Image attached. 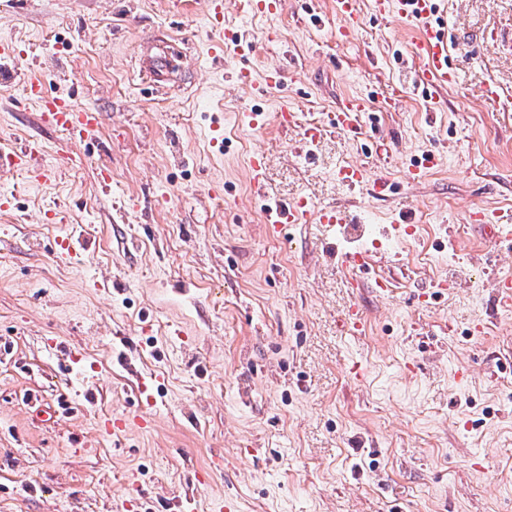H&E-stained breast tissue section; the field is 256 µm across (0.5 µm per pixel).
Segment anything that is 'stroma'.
Instances as JSON below:
<instances>
[{
    "mask_svg": "<svg viewBox=\"0 0 512 512\" xmlns=\"http://www.w3.org/2000/svg\"><path fill=\"white\" fill-rule=\"evenodd\" d=\"M369 3L358 0L366 16L344 44L335 0H286L276 16L224 0L226 25L253 50L215 59L208 0H0V40L15 50L0 154L35 140L41 165L60 169L46 180L0 169L11 196L0 212V512H167L189 487L197 512H223L229 494L240 512H512V312L490 288L512 276V238L465 220L512 208V0H438L456 82L436 114L415 85L418 21L377 17ZM271 27L279 42H267ZM158 34L185 54L166 85L139 66ZM280 64L292 82L263 90ZM242 65L253 85L232 82ZM37 79L99 112L97 129L73 142L43 125L26 95ZM400 82L399 111L366 114L352 136L327 132L311 156L296 154L298 130L278 126L282 104L319 122L345 96L376 99ZM491 83L499 97L482 99ZM251 112L264 123L250 125ZM382 135L395 142L384 161ZM431 151L437 166L408 181ZM256 153L268 198L344 205L374 225L408 216L413 235L390 241L395 260L359 271L324 255L316 220L265 234ZM347 164L386 170L392 192L347 189L336 180ZM74 230L88 247L62 254ZM451 273L455 293L431 290ZM379 276L389 298L371 288ZM102 280L115 281L111 294ZM355 305L361 331L345 323ZM84 372L102 397L64 412ZM114 417L131 423L103 433ZM265 166L266 161L262 154H256L250 161V185L252 193L262 199H265Z\"/></svg>",
    "mask_w": 512,
    "mask_h": 512,
    "instance_id": "obj_1",
    "label": "stroma"
}]
</instances>
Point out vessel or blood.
Returning <instances> with one entry per match:
<instances>
[{
	"label": "vessel or blood",
	"instance_id": "1",
	"mask_svg": "<svg viewBox=\"0 0 512 512\" xmlns=\"http://www.w3.org/2000/svg\"><path fill=\"white\" fill-rule=\"evenodd\" d=\"M437 0H371L374 15L388 17L399 15L417 18L422 24V33L416 45L424 55L418 81L426 90L427 109L430 112L443 111L446 99L443 91L448 85L455 83L456 77L449 65L448 39L444 33L434 29L432 18L437 12ZM336 14L341 20L337 34L341 39H350L362 23V13L357 0H336ZM208 24L214 40L211 53L214 57H222L224 53V5L223 0H209ZM181 56L170 47H163L154 56L144 59L142 69L150 79L156 82L166 81L176 71L177 61ZM30 95L42 105V120L53 127H62L72 137L78 138L91 132L100 121L96 112L85 111L75 107L69 100L47 96L42 83L32 82ZM403 101L401 89H393L391 95L379 100L369 97L350 95L339 101L334 112L328 116L327 126L314 124L298 126L295 111L285 108L277 114V121L283 128L300 127V139L297 149L302 153H310L320 141L325 128L331 127L341 133H352L361 126L366 113L373 111H396ZM338 180L350 190L369 188L377 196H387L392 183L385 173L369 176L367 171L356 165H345L338 169ZM310 212L307 199L300 198L292 202L273 201L265 209V224L270 235H278L283 228L291 224L305 223ZM470 223L483 224L493 228L495 232L512 231V209H501L492 213L481 209H472L468 214ZM319 223L325 224L329 231H342L347 236L358 233V219L350 208L339 206L320 211Z\"/></svg>",
	"mask_w": 512,
	"mask_h": 512
}]
</instances>
